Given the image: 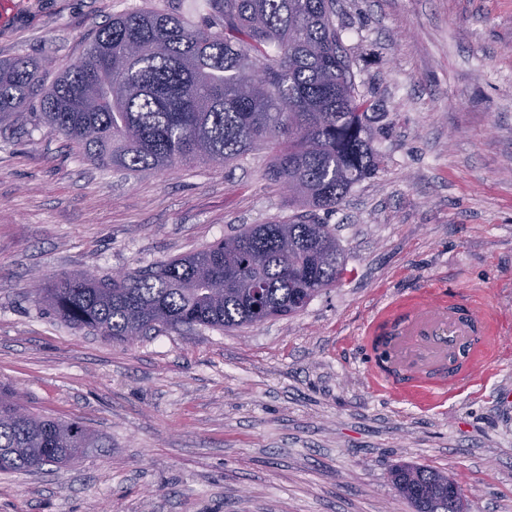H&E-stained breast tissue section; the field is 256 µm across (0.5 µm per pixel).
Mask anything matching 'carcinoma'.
<instances>
[{
  "label": "carcinoma",
  "instance_id": "1",
  "mask_svg": "<svg viewBox=\"0 0 512 512\" xmlns=\"http://www.w3.org/2000/svg\"><path fill=\"white\" fill-rule=\"evenodd\" d=\"M161 0L112 16L48 88L38 68L0 60V124L34 93L49 132L130 173L224 163L272 143L271 181L306 211L334 210L378 170L355 60L336 0ZM345 272L336 233L306 215L250 224L208 247L126 273L35 279L34 298L68 326L128 342L163 329L256 325L303 311ZM106 447L76 421L36 415L0 387V471L66 466ZM395 489L416 512H449L459 481L401 464Z\"/></svg>",
  "mask_w": 512,
  "mask_h": 512
}]
</instances>
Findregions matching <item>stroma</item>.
Wrapping results in <instances>:
<instances>
[{
  "label": "stroma",
  "mask_w": 512,
  "mask_h": 512,
  "mask_svg": "<svg viewBox=\"0 0 512 512\" xmlns=\"http://www.w3.org/2000/svg\"><path fill=\"white\" fill-rule=\"evenodd\" d=\"M145 0H0V60L54 83ZM383 163L340 207L347 273L300 313L111 342L36 303V276L134 271L243 224L294 219L262 147L228 164L103 169L32 97L0 125V385L109 445L0 472V512H413L388 472L456 475L512 512V355L416 394L374 374L364 330L396 301L483 295L512 324V0H337Z\"/></svg>",
  "instance_id": "35a3bbf8"
}]
</instances>
